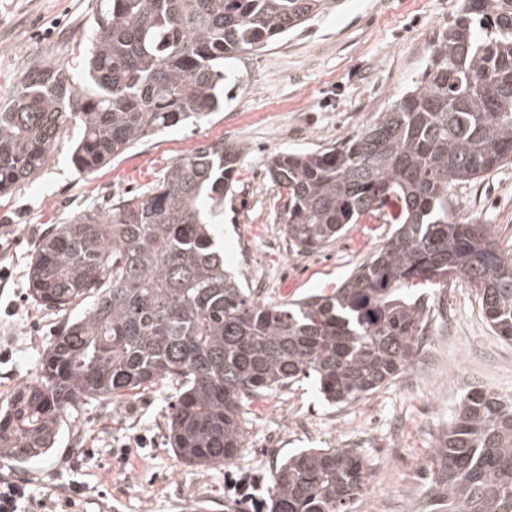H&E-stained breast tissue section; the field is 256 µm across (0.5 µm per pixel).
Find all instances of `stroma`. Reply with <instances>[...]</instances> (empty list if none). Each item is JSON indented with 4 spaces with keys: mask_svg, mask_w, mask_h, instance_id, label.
<instances>
[{
    "mask_svg": "<svg viewBox=\"0 0 512 512\" xmlns=\"http://www.w3.org/2000/svg\"><path fill=\"white\" fill-rule=\"evenodd\" d=\"M100 0H0V102L46 61L79 77ZM459 0H337L336 10L264 48L239 55L223 110L165 130L96 172L70 162L71 134L29 183L0 196V400L34 376L62 315L33 304L32 252L52 225L75 211L141 193L203 141L242 150L235 192L224 201V262L258 299L279 303L330 293L387 242L392 227L350 226L332 245L296 253L283 233V201L265 167L272 153L314 151L365 132L418 80ZM454 216L488 226L512 252V165L452 187ZM428 328L416 359L374 393L333 406L304 380L255 398L245 416V448L232 466L182 465L167 444L162 386L112 404L78 408L56 448L23 466L0 464V480L27 483L54 500L83 487L78 512H224L268 498L272 467L306 448L362 449L368 487L352 512H431L438 490L429 463L464 394L512 395V342L486 325L471 288L430 292Z\"/></svg>",
    "mask_w": 512,
    "mask_h": 512,
    "instance_id": "obj_1",
    "label": "stroma"
}]
</instances>
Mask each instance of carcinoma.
Returning a JSON list of instances; mask_svg holds the SVG:
<instances>
[{
  "label": "carcinoma",
  "mask_w": 512,
  "mask_h": 512,
  "mask_svg": "<svg viewBox=\"0 0 512 512\" xmlns=\"http://www.w3.org/2000/svg\"><path fill=\"white\" fill-rule=\"evenodd\" d=\"M336 0H102L82 81L46 62L0 105V195L31 181L69 127L71 161L98 170L224 106V63L330 13ZM241 149L202 143L146 193L56 224L28 271L39 307L65 316L38 373L0 406V462L56 446L67 415L178 386L168 443L185 466L230 465L246 406L308 379L331 405L394 380L425 335L419 288L460 280L512 342V253L453 219L449 188L512 164V0H461L421 77L363 134L266 164L283 230L316 252L378 214L388 241L330 295L253 297L224 267L216 217ZM432 512H512V397L473 389L438 448ZM358 448H308L270 471L266 512H351L367 488Z\"/></svg>",
  "instance_id": "1"
}]
</instances>
